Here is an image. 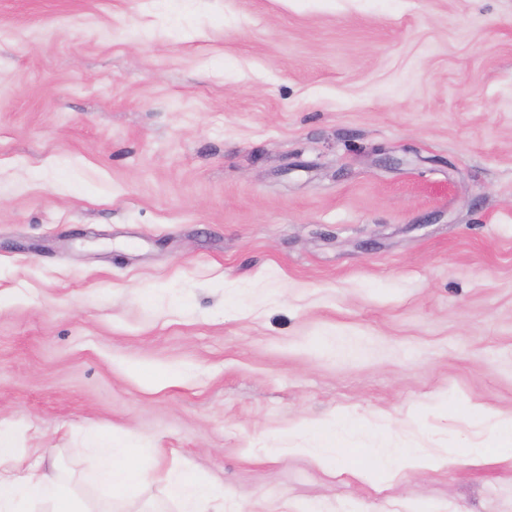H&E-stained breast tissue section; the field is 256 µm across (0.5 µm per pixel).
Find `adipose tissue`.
<instances>
[{
  "label": "adipose tissue",
  "instance_id": "ef3b65f1",
  "mask_svg": "<svg viewBox=\"0 0 512 512\" xmlns=\"http://www.w3.org/2000/svg\"><path fill=\"white\" fill-rule=\"evenodd\" d=\"M364 424L344 422L328 431L316 433L303 455L326 461L336 457L354 434L363 432ZM21 435L14 430L0 429V512H16L28 501L50 499L51 512H98L97 508L69 490L57 472L46 471L39 457L24 451L20 446ZM93 446L100 466L98 481L116 492L134 490L147 475V465L152 456L135 437L114 442L112 437L98 431L93 435ZM373 470L386 478H394L401 471H417L443 467L453 452L445 450L431 453L422 448L402 447L390 450L385 447L364 451ZM171 497L187 501L188 512H198L200 503L221 498L222 492L200 483L188 472L166 476Z\"/></svg>",
  "mask_w": 512,
  "mask_h": 512
}]
</instances>
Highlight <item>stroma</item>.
<instances>
[{"label":"stroma","instance_id":"stroma-1","mask_svg":"<svg viewBox=\"0 0 512 512\" xmlns=\"http://www.w3.org/2000/svg\"><path fill=\"white\" fill-rule=\"evenodd\" d=\"M351 346L332 352L329 341ZM512 0H0V425L82 498L512 512ZM337 418L457 449L388 480ZM155 448L139 491L90 430ZM489 430L493 433L495 447L498 453H507L512 457V416L507 418H495L488 423ZM367 428L364 424L356 422H344L337 426L334 425L328 431L317 432L312 438L309 447L291 448V453L302 454L325 462L336 457V455L345 447L346 442L354 434L364 432ZM161 479L166 482L171 497L185 500L190 504L186 512H205L197 510L198 504L224 498V491L196 481L190 472L176 476L164 475Z\"/></svg>","mask_w":512,"mask_h":512}]
</instances>
